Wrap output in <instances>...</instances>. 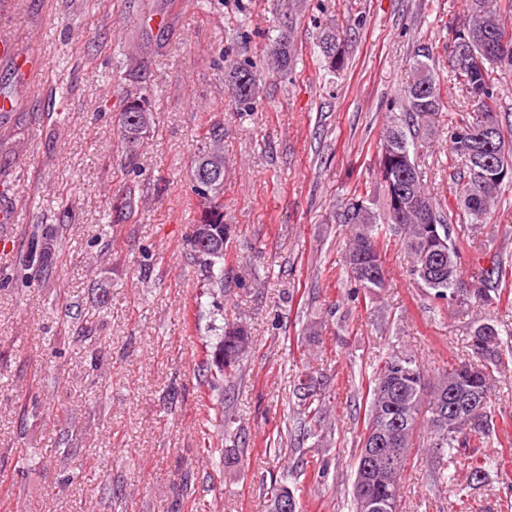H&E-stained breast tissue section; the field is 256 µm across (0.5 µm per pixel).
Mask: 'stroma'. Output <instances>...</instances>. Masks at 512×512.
<instances>
[{
    "mask_svg": "<svg viewBox=\"0 0 512 512\" xmlns=\"http://www.w3.org/2000/svg\"><path fill=\"white\" fill-rule=\"evenodd\" d=\"M468 0H0L19 51L41 74L0 120L12 160L0 174V512H269L264 485L286 479L299 512H348L367 378L392 349L429 370L468 354L473 312L436 315L398 237L380 242L389 286L350 300L342 277L349 231L336 221L353 189H373L389 105L417 44L448 67L449 22ZM290 29L299 63L267 67V32ZM343 29L347 69L324 74L323 28ZM260 79L257 111H236L224 60ZM148 93L152 127L136 154L118 138L121 100ZM419 121L417 162L448 194V120ZM224 128V296L255 340L224 385V416L200 372L215 342L198 328L202 291L187 257L198 215L191 162L209 126ZM134 193L124 212L126 191ZM52 245L50 269L39 257ZM322 326L319 343L306 329ZM101 348L104 364L91 366ZM322 373L329 443L296 442L302 374ZM495 442L504 473L457 498L433 485L430 449H414L401 512H512V371L492 372ZM283 433L280 454L267 450ZM245 443H238V436ZM222 437L236 457L216 468L203 448ZM73 452L62 460L61 449ZM291 476H284V469Z\"/></svg>",
    "mask_w": 512,
    "mask_h": 512,
    "instance_id": "1",
    "label": "stroma"
}]
</instances>
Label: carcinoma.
I'll return each mask as SVG.
<instances>
[{"label":"carcinoma","mask_w":512,"mask_h":512,"mask_svg":"<svg viewBox=\"0 0 512 512\" xmlns=\"http://www.w3.org/2000/svg\"><path fill=\"white\" fill-rule=\"evenodd\" d=\"M493 19V32L489 36L490 51L476 44L474 54L467 61H458L457 39L453 35L459 27L471 22L472 15L448 27L452 36L448 55V78L459 85L472 99L475 110L460 112L451 122L448 159L454 168L453 179L448 183V200L439 201L427 189L424 175L415 157L417 136L414 121L423 114L438 112L444 107L441 96V78L433 60L431 47L427 53L414 50L411 63L412 79L401 89L398 102L392 107V115L383 128L378 144L379 186L382 191L384 213L374 208L372 199L354 192L337 212V221L350 227L344 276L354 282L355 288L374 298L386 288V272L380 250V239L386 235L400 234L402 244L414 259L412 275L420 287L428 290L433 309L440 313L455 305H472L486 311L498 307L512 295L508 289L512 279V255L499 252L490 261L491 267L480 266V258H473L478 272L466 276L464 254L460 239L467 232L484 229L486 237L494 239L496 230L490 226L496 211L512 204L505 198L504 187L512 184V175L493 181L475 176L473 169L480 146L486 140L473 139L476 146L471 154L458 145L455 137L460 132L469 135L478 133L484 124L497 128V135L504 137L501 114L491 108L498 92L490 80V68L494 63H512V31L501 25L496 14L487 12ZM321 62L324 69L334 74L344 67L343 40L336 29L324 31L320 40ZM293 58L291 31L277 29L269 47L270 68L284 71L290 67ZM224 82L231 93L235 110L249 112L257 108L260 94L259 79L253 72L236 60L224 59ZM148 98L144 95L128 98L122 109L119 137L127 144L140 141L145 126L130 124L126 120L130 105L145 116H150ZM202 150L192 163V190L199 197V211L195 224L207 229L206 236L196 235L191 228L186 238L189 255L198 266L204 282V294L213 300L224 296V129L210 126L204 136ZM404 154L414 171L411 195L419 210L425 212L431 223L438 226L441 240L432 244L424 234L425 225L413 220L402 222L394 206L395 196L400 188L399 177L394 165L384 160L385 146ZM358 206H365L373 212V221L358 224L350 213ZM438 248L447 255L446 269L433 279L421 274L424 257ZM479 283L482 288L468 294V283ZM210 331L214 332L211 362L223 377L240 366V362L253 346L247 325L224 317L223 308L214 304L210 311ZM470 354L451 371L432 374L419 359L404 351L394 350L385 357L383 364L369 378L368 408L364 415V430L384 422L389 416H397L409 429L402 444L404 448L414 447V436L423 413L427 418V447L437 449V455L447 458V465L467 463L469 473L484 474L499 465L492 455L480 450L492 434V385L486 372V364H505L509 350L508 340L512 339V327L499 324L480 314L473 320ZM454 382L475 402L469 409V418L454 425L448 422L444 413L448 411V382ZM318 380L306 377V382L296 388V413L304 417L305 427L301 438H326L322 401L316 391Z\"/></svg>","instance_id":"1"}]
</instances>
